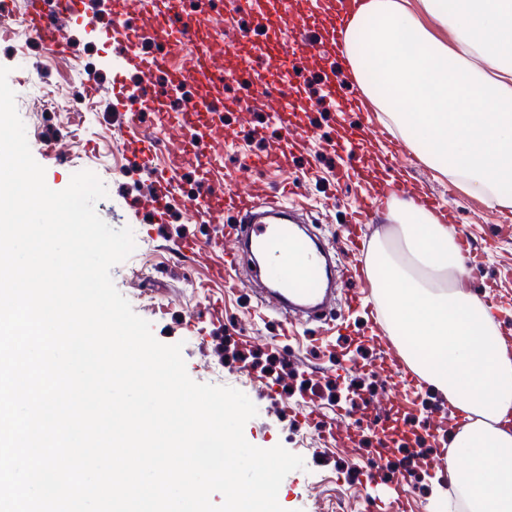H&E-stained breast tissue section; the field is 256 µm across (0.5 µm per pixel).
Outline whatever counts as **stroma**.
<instances>
[{
  "mask_svg": "<svg viewBox=\"0 0 512 512\" xmlns=\"http://www.w3.org/2000/svg\"><path fill=\"white\" fill-rule=\"evenodd\" d=\"M26 0H10V20L0 33V65L9 67L8 84L16 94L34 159L45 169V181L54 190L68 186L77 170L94 172L107 189L95 209L111 227L131 228L140 237L137 250L115 265L111 278L134 312L151 324L154 337L164 344H181L187 373L198 383L228 386L242 391L257 414L244 426L246 440L260 448L283 446L301 456L305 467L283 480L278 502L285 512H365L376 495L398 490L406 512H431L440 497L451 496L447 473L424 471L408 458L403 444L390 443L381 430L363 428L365 414L380 421L405 420L419 445H436L433 428L444 425L448 402L429 386H400L394 365L396 351L374 339L369 312L348 307L346 286L336 288L331 311L320 321L300 320L283 329L278 314L263 310V290L249 266L237 273L238 285L209 280L211 265L222 254L212 248L225 238L240 218L232 211L214 215L193 211L189 199L201 190L203 174L187 165L172 176L173 199L165 223L152 221L145 201L151 180L127 150L128 116L113 111L118 87H131L141 74L111 64L104 54V37L121 23L111 10L93 22L69 21L67 49H47L20 23ZM271 25H256L252 16L235 11L229 0H184L189 12L208 19L204 46L223 49L230 66L248 63L256 48L275 53L285 39L296 38L302 16L285 11L281 0H260ZM323 57L310 59L294 80L295 107L291 129L271 121L263 110L244 108L254 90L236 83L224 86L222 131L208 141L212 163L237 170L241 184L261 179L277 191L287 175L299 177L302 196L296 207L304 223L341 260H361L352 244L336 234L348 222L358 197L368 195L369 183L353 176L352 166L377 172L394 136H370L355 155L341 153L336 135L350 126L376 127L374 113L355 112L325 96ZM95 77L99 95L77 104L46 106L47 96L64 88L81 90ZM197 85H188L182 97L169 99L167 109L146 108L137 116L145 144L153 145V165L169 164L176 141H194L202 132L182 118L184 99L197 97ZM308 134L303 149L287 154L285 167L263 172L249 161L281 152L289 134ZM400 176L414 195L433 194L447 200V176L409 154ZM457 226L470 240L466 275L459 291L481 304L491 305L499 335L512 339V213L492 222L487 203L457 190ZM190 250L177 251V244ZM359 363L347 383L336 373ZM359 429L355 444L340 442L337 424Z\"/></svg>",
  "mask_w": 512,
  "mask_h": 512,
  "instance_id": "obj_1",
  "label": "stroma"
}]
</instances>
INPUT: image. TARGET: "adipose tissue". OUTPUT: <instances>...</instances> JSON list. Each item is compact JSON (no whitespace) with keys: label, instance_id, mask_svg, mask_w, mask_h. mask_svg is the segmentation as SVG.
I'll return each instance as SVG.
<instances>
[{"label":"adipose tissue","instance_id":"adipose-tissue-1","mask_svg":"<svg viewBox=\"0 0 512 512\" xmlns=\"http://www.w3.org/2000/svg\"><path fill=\"white\" fill-rule=\"evenodd\" d=\"M420 3L455 29L456 47L409 0H339L349 78L423 162L512 211V0ZM391 217L396 238H375L365 260L397 354L468 418L450 436L448 474L471 512H512V351L486 308L457 291L466 265L447 225L410 198Z\"/></svg>","mask_w":512,"mask_h":512}]
</instances>
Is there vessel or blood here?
Wrapping results in <instances>:
<instances>
[{
  "mask_svg": "<svg viewBox=\"0 0 512 512\" xmlns=\"http://www.w3.org/2000/svg\"><path fill=\"white\" fill-rule=\"evenodd\" d=\"M82 8V0H53V5L49 8L45 7L43 0H26L22 24L47 48L59 52L65 47L60 38L65 21L80 14ZM206 26L207 20L203 15L176 9L166 14L160 27L140 28L141 40H161L166 44L164 55L150 60L139 54L135 43L124 38L117 39L116 51L125 64L144 75L139 99H128L121 105L122 111L130 115L127 127L131 145L140 143L135 116L141 101L163 96L164 89L153 83L151 75L154 70L163 67L166 58L175 56L181 61L180 67L169 74L167 87H181L190 80L210 86V94L194 99L184 114L187 123L208 129L220 124L217 103L225 83L252 84L259 79L256 63H249L243 68H231L227 66L223 53L200 49V36ZM321 53L327 54L329 60L324 72L326 94L328 97H335L336 68L347 61L344 26L339 21L332 27L331 40H324L319 34L306 31L298 42L282 50L277 59L280 82L274 89L263 91L261 97L253 101V108L267 110L280 124H287L294 75L309 55ZM150 178L152 191L147 206L156 218L161 219L165 217L171 203V177L154 171ZM298 190V184L291 180L284 185L281 194L273 195L266 191L262 183L255 181L243 191L234 189L225 195L205 194L189 202L190 208L194 210L204 208L216 213L234 210L241 214L240 224L231 233L234 244L225 251L224 262L236 268L249 251L265 255L267 261L262 267V273L269 284L267 301L290 324L295 322L299 313L322 312L328 301L323 291L327 273L323 251L309 243L299 233L297 225L286 221L292 212L288 198ZM401 190V185L396 181L376 183L370 196L358 201L350 225L344 228L345 233L362 236L363 226L371 214ZM339 276L343 282L354 288L353 294L346 298L347 303H358L359 290L370 286V276L365 264L341 265Z\"/></svg>",
  "mask_w": 512,
  "mask_h": 512,
  "instance_id": "b4317fda",
  "label": "vessel or blood"
}]
</instances>
